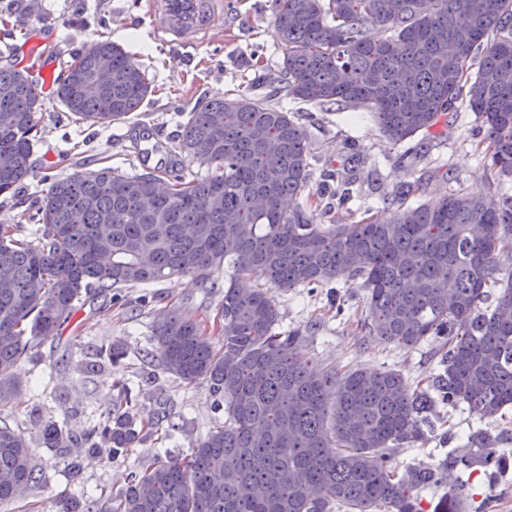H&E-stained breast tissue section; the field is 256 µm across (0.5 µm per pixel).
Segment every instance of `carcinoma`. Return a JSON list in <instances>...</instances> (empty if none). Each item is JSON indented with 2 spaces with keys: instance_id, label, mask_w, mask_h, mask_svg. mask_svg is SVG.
<instances>
[{
  "instance_id": "obj_1",
  "label": "carcinoma",
  "mask_w": 512,
  "mask_h": 512,
  "mask_svg": "<svg viewBox=\"0 0 512 512\" xmlns=\"http://www.w3.org/2000/svg\"><path fill=\"white\" fill-rule=\"evenodd\" d=\"M283 54L276 93L372 112L402 144L435 128L457 102L482 120L487 166L512 179V0H271ZM459 54L448 56V41ZM0 66V196L33 175L42 110L39 84L21 73L22 50ZM111 77L95 80L101 56ZM154 92L134 55L96 41L76 56L56 92L75 122L107 127ZM170 148L178 167L77 170L51 179L28 235L0 225V410L20 395L15 368L36 339L52 337L84 296L224 271V299L207 333L171 311L154 320L142 359L188 382L203 380L228 420L181 463L156 458L131 470L117 495L80 496L61 512H418L414 493L448 488L443 512H462L461 474L512 460V431L479 429L465 448L399 473L390 451L427 439L434 404H464L481 419L512 408V196L450 192L406 206L395 191L387 220L320 224L285 198L310 179V142L293 113L268 97L237 95L179 113ZM198 170H193V167ZM317 192L344 208L356 180L328 174ZM346 279L364 290L360 331L403 348L440 343L442 372L411 388L396 369L320 368L298 329H275L267 286L290 290ZM498 291L491 311L481 307ZM105 422L77 437L55 423L51 448L103 447L115 460L159 429L138 416L125 382ZM30 439L0 425V503L36 487Z\"/></svg>"
}]
</instances>
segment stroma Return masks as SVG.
<instances>
[{"instance_id":"stroma-1","label":"stroma","mask_w":512,"mask_h":512,"mask_svg":"<svg viewBox=\"0 0 512 512\" xmlns=\"http://www.w3.org/2000/svg\"><path fill=\"white\" fill-rule=\"evenodd\" d=\"M146 3L0 0V11H13L31 37H38L41 21L54 24L51 53L69 59L76 49L108 39L135 54L156 86L126 122L105 128L76 125L52 95H45L41 138L31 157L35 175L25 180L16 195L0 196V225L18 223L22 213L35 209L46 193V176L100 166L139 172L133 143L142 131L170 141L179 132L178 112L232 93L263 95L276 87L283 55L274 38L270 0H233V15L225 16L223 24L208 37L190 32L179 42L166 41L155 33ZM258 72L267 77L260 86L252 83ZM273 102L286 104L311 142V175L305 198H315L327 167L345 169L356 177L359 195L338 212L342 223L359 222L368 213L389 216L393 211L391 194L408 182L417 185L408 198L412 205L459 189L473 194L512 193V182L498 181L486 166L471 137L481 121L466 106H459L456 115L439 126L436 134L425 136L424 153L405 164L400 159L402 146L382 135L370 112L308 102L287 104L279 96ZM436 167L447 169V181L430 180L429 174ZM146 294L152 295V302H143ZM268 294L279 310L278 331L301 330L305 353L317 365L342 372L392 367L412 385L439 370L437 344L404 349L373 336L355 335L354 321L364 310L362 289L340 282L312 291L272 288ZM223 297V288L177 277L126 288L118 305L107 296L81 301L56 336L33 344L15 372L21 382V408L0 414V419L31 437L34 463L42 481L23 501L0 504V512H58L60 501L70 497L119 492L134 466L149 464L157 457L183 460L197 439L223 425L227 415L214 409L205 383L186 382L164 370L159 361L140 357L156 314L174 309L194 319L215 313ZM338 303L345 308L344 316L333 312ZM115 343L126 350L118 367L85 372L87 362L98 360L100 353ZM119 376L140 385L143 417H156L163 427L172 422L179 424L172 438L137 446L127 457L117 460L103 453L89 455L74 448L43 444L41 430L45 423L53 422L80 434L103 422L113 396L112 383ZM434 421L436 429L427 442L393 453L396 471L432 462L448 449L465 447L470 433L477 429L493 434L504 427L512 429V409L503 419L483 422L466 405H441ZM490 498L495 501L493 512H512V468L492 477L475 478L465 500V512H479Z\"/></svg>"}]
</instances>
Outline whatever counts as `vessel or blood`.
Listing matches in <instances>:
<instances>
[{"label": "vessel or blood", "instance_id": "b4317fda", "mask_svg": "<svg viewBox=\"0 0 512 512\" xmlns=\"http://www.w3.org/2000/svg\"><path fill=\"white\" fill-rule=\"evenodd\" d=\"M147 9L156 31L177 39L187 31L209 34L215 21L224 16L223 0H148ZM42 46V39L29 41L23 63L39 77L42 89L51 90L62 81L63 65L59 57L45 54Z\"/></svg>", "mask_w": 512, "mask_h": 512}]
</instances>
